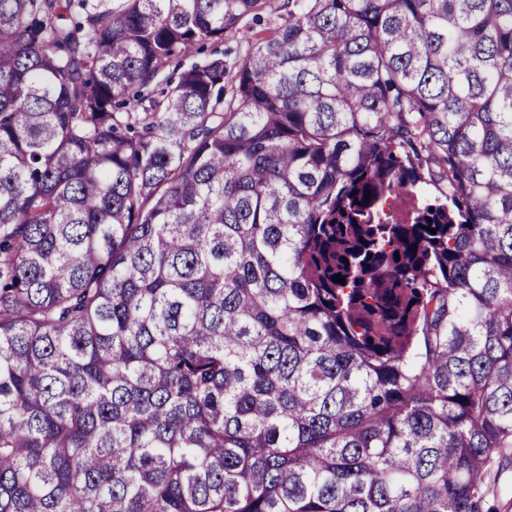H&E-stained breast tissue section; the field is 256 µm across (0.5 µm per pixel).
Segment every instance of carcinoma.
I'll return each mask as SVG.
<instances>
[{
  "instance_id": "carcinoma-1",
  "label": "carcinoma",
  "mask_w": 512,
  "mask_h": 512,
  "mask_svg": "<svg viewBox=\"0 0 512 512\" xmlns=\"http://www.w3.org/2000/svg\"><path fill=\"white\" fill-rule=\"evenodd\" d=\"M263 7L0 0V512H483L512 0ZM250 36L246 32L227 33L224 35L223 41L207 44V48L203 52L192 51L183 59V67L187 68L193 63L201 62L209 55L216 54L224 56V61L231 65L237 58L245 54L247 49L253 43Z\"/></svg>"
}]
</instances>
